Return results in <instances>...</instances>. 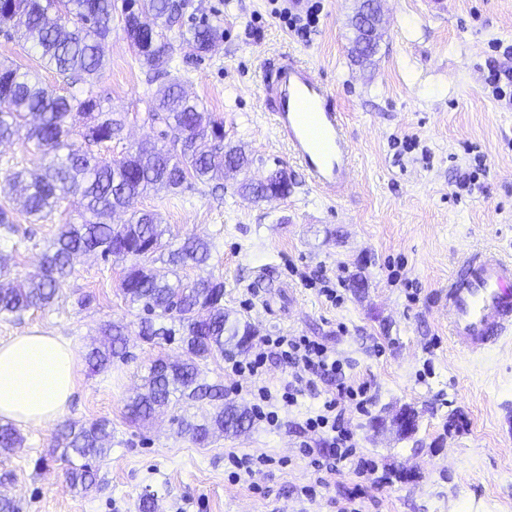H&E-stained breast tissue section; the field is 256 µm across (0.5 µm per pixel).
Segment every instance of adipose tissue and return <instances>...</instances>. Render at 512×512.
<instances>
[{
    "mask_svg": "<svg viewBox=\"0 0 512 512\" xmlns=\"http://www.w3.org/2000/svg\"><path fill=\"white\" fill-rule=\"evenodd\" d=\"M72 344L33 328L0 341V419L29 427L57 421L73 394Z\"/></svg>",
    "mask_w": 512,
    "mask_h": 512,
    "instance_id": "ef3b65f1",
    "label": "adipose tissue"
}]
</instances>
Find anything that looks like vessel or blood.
I'll use <instances>...</instances> for the list:
<instances>
[{
  "label": "vessel or blood",
  "instance_id": "1",
  "mask_svg": "<svg viewBox=\"0 0 512 512\" xmlns=\"http://www.w3.org/2000/svg\"><path fill=\"white\" fill-rule=\"evenodd\" d=\"M263 82L274 105L272 122L290 155L314 187L342 195L349 183L354 145L328 83L304 61L281 57ZM448 334L465 352L512 334V259L491 249L466 257L448 281Z\"/></svg>",
  "mask_w": 512,
  "mask_h": 512
}]
</instances>
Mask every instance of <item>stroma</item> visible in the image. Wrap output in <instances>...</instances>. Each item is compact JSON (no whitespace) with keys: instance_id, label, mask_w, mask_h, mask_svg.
<instances>
[{"instance_id":"stroma-1","label":"stroma","mask_w":512,"mask_h":512,"mask_svg":"<svg viewBox=\"0 0 512 512\" xmlns=\"http://www.w3.org/2000/svg\"><path fill=\"white\" fill-rule=\"evenodd\" d=\"M317 28L291 34L271 0H188L187 12L218 22L223 37L201 59L175 49L171 73L201 110L224 125V140L245 145L247 174H226L222 186L195 182L178 192L135 198L129 211L158 214L163 249L207 238L211 257L186 267L189 283H224V306L247 319L257 337L307 336L335 349L346 373L369 385L364 408L347 407L344 425L357 456L371 460L386 483L340 463L313 498L303 487L315 475L301 441L324 448L305 420L322 403L300 396L277 425L251 422L237 435L199 444L180 432L181 420L203 422L218 407L250 406L253 379L228 370L223 356L201 366L220 398L172 402L146 423L126 410L153 359L183 356L179 343L151 345L139 334L142 312L119 288L122 263L81 255L55 303L22 319L0 316V340L36 327L69 340L82 362L65 419L111 423V451L100 467L102 491L79 493L65 481L51 447L53 427H23L21 445L0 455V493L21 512H139L144 490L156 512H512V335L478 354L458 349L448 334V280L469 251L493 248L512 256V104L494 99L485 83L504 65L512 45V0H377L382 23L370 63L353 62L352 19L362 0H320ZM98 78L72 83L45 68L39 50L0 32V61L38 73L57 94L98 96L124 117L121 137L98 146L99 157H122L143 140L169 147L150 118L162 83L149 80L120 22H113ZM303 59L334 90L354 144L352 183L327 197L278 142L262 76L282 53ZM276 169L291 182L288 196H241L242 178L264 180ZM474 181L460 192L463 177ZM9 204L14 232L0 227V255L12 276L39 264L59 225L75 222L80 198L64 195L47 219L33 221L20 191ZM328 279L339 302L323 296L315 277ZM89 295L90 306H80ZM107 323L125 326L127 361L100 372L83 359ZM419 414L413 438L389 425L401 407ZM268 455L274 465L251 481L228 479L229 453Z\"/></svg>"}]
</instances>
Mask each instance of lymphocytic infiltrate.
I'll list each match as a JSON object with an SVG mask.
<instances>
[{"mask_svg": "<svg viewBox=\"0 0 512 512\" xmlns=\"http://www.w3.org/2000/svg\"><path fill=\"white\" fill-rule=\"evenodd\" d=\"M275 353L293 366L296 373L282 395H273L266 386H253L249 393L254 400L253 414L258 421L267 425H277L280 407H292L303 392L306 371H314L321 376L336 379L335 392L327 398L322 407L305 421L311 432L325 434L328 448L322 464L327 473H335L338 463L352 457L355 442L352 434L344 427L342 402L365 396L366 384L352 385L344 380V359L323 343L306 336H266L254 347L252 353L243 360L229 359L231 372L236 374L259 375L268 354Z\"/></svg>", "mask_w": 512, "mask_h": 512, "instance_id": "obj_1", "label": "lymphocytic infiltrate"}]
</instances>
